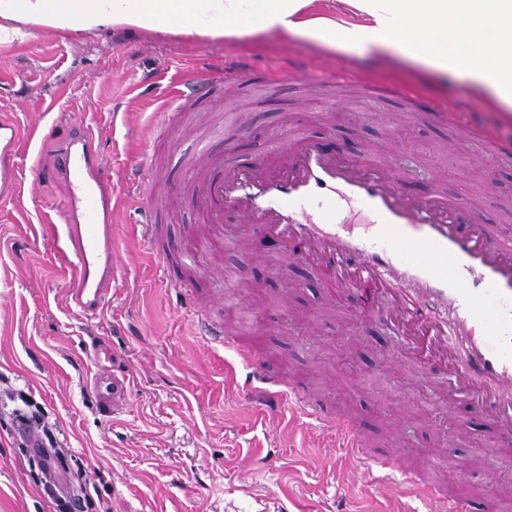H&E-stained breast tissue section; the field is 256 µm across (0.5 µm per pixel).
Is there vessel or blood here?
<instances>
[{
  "mask_svg": "<svg viewBox=\"0 0 512 512\" xmlns=\"http://www.w3.org/2000/svg\"><path fill=\"white\" fill-rule=\"evenodd\" d=\"M429 111L448 117L455 140L483 144L493 163L512 162V144L498 140L462 118L456 110L432 103ZM201 178L192 202L210 228L204 239H190L197 251L224 248V216L236 215L240 227L233 243L249 246L254 226L289 259L308 261L343 288L360 280H378L389 295L415 290L422 299L408 318L421 332L434 331L440 345L448 336L434 311L438 302L452 307L459 330L458 346L469 356L458 363L452 395L474 401L502 439L512 441V235L494 224H474L469 207L442 190L424 197L405 195L400 172L380 159L368 164L329 154L321 141L291 134L273 167L225 166L223 159L202 156ZM56 173L64 180L66 204L61 223L49 233L60 254L70 260L73 276L68 296L78 313L95 315L112 297V177L100 161V149L82 124H73L57 152ZM154 192L141 197V234L156 249ZM205 335L237 351L252 370L250 381L266 384L265 395L276 405L293 402L323 423L335 426L351 453L363 451L357 427L324 411L313 394L285 382L255 361L224 334L220 321H200ZM95 391L101 411L117 413L127 403L125 376L115 366H99ZM385 469H404L406 486L422 489L432 501H444L446 512H472L468 498L444 497L421 486L413 468L403 467L392 451L377 455Z\"/></svg>",
  "mask_w": 512,
  "mask_h": 512,
  "instance_id": "obj_1",
  "label": "vessel or blood"
}]
</instances>
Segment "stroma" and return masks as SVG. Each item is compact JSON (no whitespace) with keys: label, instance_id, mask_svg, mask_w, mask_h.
<instances>
[{"label":"stroma","instance_id":"obj_1","mask_svg":"<svg viewBox=\"0 0 512 512\" xmlns=\"http://www.w3.org/2000/svg\"><path fill=\"white\" fill-rule=\"evenodd\" d=\"M249 60L236 95H215L198 138L183 126L159 127L186 76L224 78L225 56ZM300 62L309 72L394 82L425 101L465 102L469 119L512 139V114L464 78L435 75L391 52L344 55L276 32L212 39L134 28L93 34L35 28L0 45V118L20 129L14 163L29 188L0 197V512H54L37 485L33 451L19 435L6 389L30 392L60 430L67 491L93 482L109 512H436L416 491L384 494L400 472L372 481L371 459L340 447L336 430L284 404L268 412L259 391L245 392L235 354L194 329L208 299L216 315L257 360L290 383L318 390L333 412L359 420L371 448H397L408 464L452 457L465 474L449 494L484 512H512V498L488 501L493 485L512 488V445H498L468 399L444 393L401 357L387 308L365 318L363 290L331 287L305 262L270 261L269 241L225 248V274L208 279L178 263L162 268L136 231L138 175L148 172L179 209L162 226L161 245L178 253L187 230L205 236L184 192L199 151L246 167L273 163L284 132L330 135L339 156L373 162L391 154L408 171L406 193L434 185L460 202L481 198L479 224L512 218V164L490 165L475 147L453 148L452 126L433 113L403 112L364 95L356 84L325 92L296 90L271 76ZM75 120L99 140L119 207L112 244L118 254L112 299L88 319L69 308V268L47 233L65 206L61 180L49 178L58 145ZM108 343L128 377V400L103 415L91 386L92 340Z\"/></svg>","mask_w":512,"mask_h":512}]
</instances>
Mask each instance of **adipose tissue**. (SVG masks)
<instances>
[{
	"label": "adipose tissue",
	"instance_id": "adipose-tissue-1",
	"mask_svg": "<svg viewBox=\"0 0 512 512\" xmlns=\"http://www.w3.org/2000/svg\"><path fill=\"white\" fill-rule=\"evenodd\" d=\"M351 21L314 0H0V44L31 27L136 28L206 37L278 32L346 54L395 50L443 76H462L512 111V0H345Z\"/></svg>",
	"mask_w": 512,
	"mask_h": 512
}]
</instances>
